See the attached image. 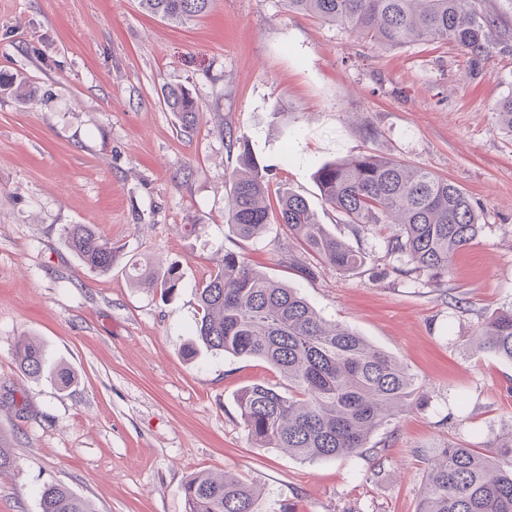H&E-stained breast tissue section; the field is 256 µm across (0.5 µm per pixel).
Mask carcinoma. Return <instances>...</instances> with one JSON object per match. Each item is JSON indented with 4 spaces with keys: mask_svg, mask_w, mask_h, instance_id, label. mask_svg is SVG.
Listing matches in <instances>:
<instances>
[{
    "mask_svg": "<svg viewBox=\"0 0 512 512\" xmlns=\"http://www.w3.org/2000/svg\"><path fill=\"white\" fill-rule=\"evenodd\" d=\"M212 0H140L142 9L183 23L209 9ZM288 10L335 23L384 49L415 41H447L478 58L491 44L512 36L500 18L479 0H286ZM164 104L190 126L197 106L182 86L167 88ZM501 129L512 133V95L495 107ZM266 169L248 147L238 154L227 200L228 228L238 239L258 237L275 220L306 251L350 273L364 257L320 224L300 195L285 191L273 209L267 203ZM325 202L349 225L353 236L382 237L387 255L414 263L418 273L439 283L452 257L479 235L473 200L454 183L393 158L360 155L326 163L315 174ZM64 240L85 267L112 271V243L93 224H68ZM131 282L166 297L183 279L179 266L130 264ZM198 347L235 357L258 358L288 380L284 395L255 383L238 397L247 439L255 448L286 449L306 460L336 459L367 449L370 436L393 416L409 409L418 395L413 375L395 357L349 327L326 322L298 292L274 280L245 257L224 252L222 263L195 289ZM476 345L512 361V306L491 315ZM21 371L34 377L71 382L33 339L15 344ZM15 466L8 438L0 434V472ZM186 512H262L264 490L243 478L200 472L182 487ZM41 512H92L88 503L62 484L40 491ZM418 512H512V434L492 448L439 449L419 491Z\"/></svg>",
    "mask_w": 512,
    "mask_h": 512,
    "instance_id": "obj_1",
    "label": "carcinoma"
}]
</instances>
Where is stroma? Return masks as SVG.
Returning a JSON list of instances; mask_svg holds the SVG:
<instances>
[{
	"label": "stroma",
	"mask_w": 512,
	"mask_h": 512,
	"mask_svg": "<svg viewBox=\"0 0 512 512\" xmlns=\"http://www.w3.org/2000/svg\"><path fill=\"white\" fill-rule=\"evenodd\" d=\"M0 433L15 466L0 512H40L60 483L93 512H186L203 471L264 490L263 512H416L427 454L453 441L489 448L512 433V362L477 349L485 319L512 306V135L495 105L512 93V39L478 59L447 42L382 50L285 0H213L186 23L139 0H0ZM189 89L184 127L163 102ZM267 168L269 198L303 196L321 224L363 252L345 273L314 261L285 225L229 234L225 204L240 143ZM394 157L447 178L477 202L482 230L442 284L398 276L377 234L354 237L315 180L328 162ZM93 224L115 252L105 275L81 265L62 228ZM235 251L296 288L321 316L393 355L420 404L370 437V452L305 460L246 437L237 396L288 383L263 360L183 355L195 287ZM179 263L170 298L133 287L132 261ZM39 341L73 379L26 376L17 337ZM164 104L171 112H177L182 123L187 127L193 125L197 106L189 91L182 86L168 87L163 96Z\"/></svg>",
	"instance_id": "35a3bbf8"
}]
</instances>
